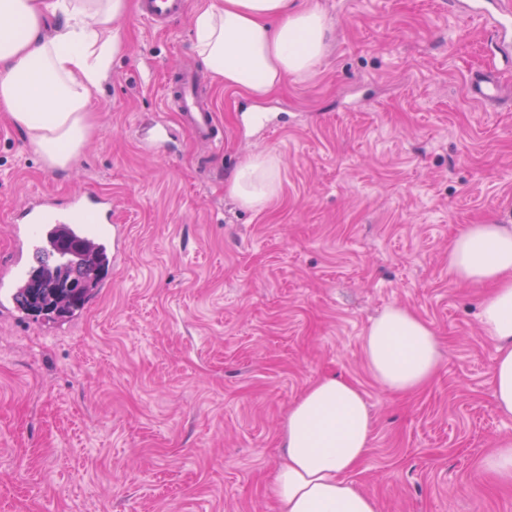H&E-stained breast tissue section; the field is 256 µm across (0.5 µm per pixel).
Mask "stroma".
I'll use <instances>...</instances> for the list:
<instances>
[{
    "label": "stroma",
    "mask_w": 512,
    "mask_h": 512,
    "mask_svg": "<svg viewBox=\"0 0 512 512\" xmlns=\"http://www.w3.org/2000/svg\"><path fill=\"white\" fill-rule=\"evenodd\" d=\"M187 0L157 31L128 11L122 53L82 152L49 169L0 112V274L12 210L40 196L110 195L125 246L67 319L0 309V512H274L289 408L322 376L360 387L373 417L348 479L379 512H512V484L482 471L512 416L495 405L481 289L448 276L469 224L512 225V31L473 0H319L325 54L257 101L204 75L224 128L197 145L164 107L170 75L199 68ZM486 73L502 102L468 94ZM172 125L173 153L150 145ZM276 156L260 210L226 186ZM404 307L443 361L396 394L362 349Z\"/></svg>",
    "instance_id": "stroma-1"
}]
</instances>
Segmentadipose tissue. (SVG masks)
Returning a JSON list of instances; mask_svg holds the SVG:
<instances>
[{"instance_id":"obj_1","label":"adipose tissue","mask_w":512,"mask_h":512,"mask_svg":"<svg viewBox=\"0 0 512 512\" xmlns=\"http://www.w3.org/2000/svg\"><path fill=\"white\" fill-rule=\"evenodd\" d=\"M128 0H0V112L8 113L44 164L68 165L92 130L93 100L122 49L116 23ZM193 50L225 86L267 97L288 77L308 76L326 49L328 21L312 0H213L193 20ZM269 153L251 156L228 186L249 208L278 188ZM448 275L491 285L480 325L496 344L493 397L512 416V226L467 225L448 247ZM363 354L391 392L425 387L442 363L438 338L415 313L391 306L367 328ZM373 419L362 391L323 377L289 409L285 456L273 479L275 512H379L375 498L348 482L364 460Z\"/></svg>"}]
</instances>
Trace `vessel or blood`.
Masks as SVG:
<instances>
[{"instance_id":"1","label":"vessel or blood","mask_w":512,"mask_h":512,"mask_svg":"<svg viewBox=\"0 0 512 512\" xmlns=\"http://www.w3.org/2000/svg\"><path fill=\"white\" fill-rule=\"evenodd\" d=\"M140 19L149 27L162 30L179 17L185 0H139ZM166 107L175 112L181 128L201 145L215 146L223 140V130L216 121L211 105L202 98L201 77L197 72L176 73L166 91ZM17 243L15 265H22L31 251L48 244L57 229L64 228L83 239L87 227L99 225L107 245L120 247L118 229L112 223L111 197L94 192H77L58 204L28 202L10 215Z\"/></svg>"}]
</instances>
